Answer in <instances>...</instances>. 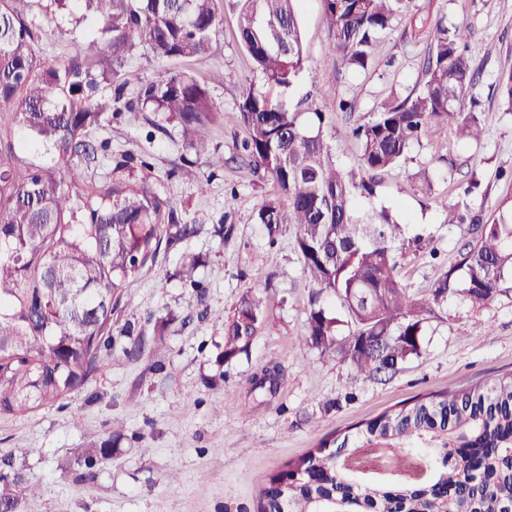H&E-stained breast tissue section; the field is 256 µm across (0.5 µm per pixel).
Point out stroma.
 <instances>
[{"label":"stroma","mask_w":512,"mask_h":512,"mask_svg":"<svg viewBox=\"0 0 512 512\" xmlns=\"http://www.w3.org/2000/svg\"><path fill=\"white\" fill-rule=\"evenodd\" d=\"M413 5L411 16L383 36L371 67L353 75L338 72L328 53L321 0H301L310 69L289 96L329 95L354 104V111L337 113L328 133L341 164L354 167L352 128L418 83L436 20L444 15L469 28L482 138L453 145L422 140L400 167L382 174L376 199L430 236L438 251L434 260L412 251L400 259L402 283L423 300L467 237L466 225L447 221L449 183L477 174L484 196L471 204L488 213L512 192V182L497 177L512 170V112L503 110L497 90L499 75L512 70V0ZM218 6L222 23L209 54L176 67L209 89L217 111L212 147L223 155V168L191 158L179 129L158 113L126 112L101 132L112 141V156L92 171L94 180L110 176L125 155L147 161L158 195L202 230L129 276L126 301L112 315V357L87 385L61 404L0 417V458L13 456L37 487L26 512H253L269 474L327 435L415 396L512 371V291L479 308L449 299L447 312L426 323L421 355L382 384L351 380L341 358L299 345L314 284L303 272L295 227L283 226L272 244L255 222L271 186L248 165L237 104L263 81L237 40L231 0ZM84 50L81 33L63 19L44 26L38 41L50 63ZM422 171L431 193L420 190ZM216 224L233 225L231 236H214ZM193 256L200 260L196 289L178 275ZM251 288L259 290L270 321L249 353L227 366L220 358L224 317ZM129 324L142 340L133 358L123 353ZM274 364L282 371L276 393L256 395L253 376ZM116 419L125 432L111 460L86 468L87 448L110 439Z\"/></svg>","instance_id":"obj_1"}]
</instances>
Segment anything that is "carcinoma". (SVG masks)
I'll return each instance as SVG.
<instances>
[{"instance_id": "cac0c4a2", "label": "carcinoma", "mask_w": 512, "mask_h": 512, "mask_svg": "<svg viewBox=\"0 0 512 512\" xmlns=\"http://www.w3.org/2000/svg\"><path fill=\"white\" fill-rule=\"evenodd\" d=\"M216 2L0 0V107L14 131L0 141V416L51 407L84 387L112 356V313L129 275L200 230L181 223L145 175L84 179L112 156V141L90 132L133 110L163 113L209 167H224L209 153L215 107L206 85L160 66L127 101L123 81L127 57L140 50L158 61L207 55L221 22ZM297 2L236 0L239 43L266 86L238 102L248 165L272 188L256 223L271 243L281 226L297 228L303 272L317 286L299 342L376 381L420 356L425 324L448 297L475 308L512 291V196L489 215L449 205L448 223L469 225V238L428 299L409 295L400 257L430 241L370 203L378 176L423 137L481 139L475 111L462 106L479 78L465 53L469 29L436 22L418 85L352 129L359 167L347 169L328 142L329 106L282 98L309 69ZM322 2L329 52L348 73L368 69L381 37L412 8V0ZM83 9L95 22L86 54L46 63L37 52L43 11L78 23ZM498 88L512 112V70ZM330 298L349 315L343 339ZM265 319L258 292L242 294L224 322V363L248 352ZM279 379L267 367L252 385L272 393ZM123 431L113 421L112 439L88 449L87 467L111 459ZM361 448L375 450L365 463L354 461ZM0 463V512H22L32 493L26 475L10 457ZM256 512H512V374L419 396L324 437L268 476Z\"/></svg>"}]
</instances>
